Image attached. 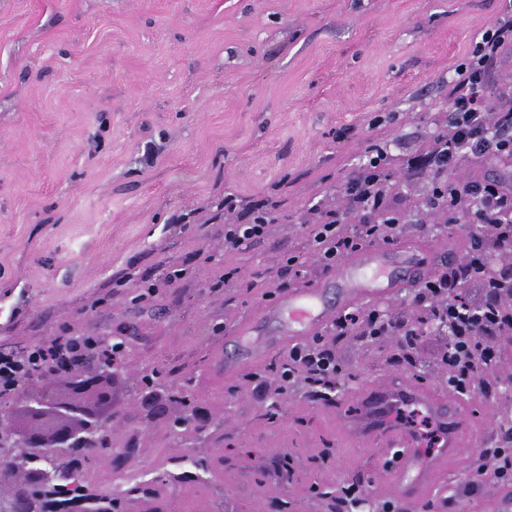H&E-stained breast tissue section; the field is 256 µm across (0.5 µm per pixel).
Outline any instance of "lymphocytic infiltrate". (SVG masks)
Wrapping results in <instances>:
<instances>
[{
  "mask_svg": "<svg viewBox=\"0 0 512 512\" xmlns=\"http://www.w3.org/2000/svg\"><path fill=\"white\" fill-rule=\"evenodd\" d=\"M509 47L512 0H507L494 26L475 42L468 61L455 68L448 83L443 129L430 138L421 166L408 168L410 174L421 176L428 184V210L452 220L465 219L474 228L463 257L467 277H460L456 267H443L414 295L424 306H435L448 330V385L461 394L481 386L483 375L494 369V338L512 335V314L490 307L494 282L482 271L487 252L512 254V187L490 181H453L447 172L468 155L512 159V107L497 110L488 100L492 67ZM369 151V160L352 172L344 188L346 209L359 215V222L345 223L337 213L327 211L308 227L313 252L324 268L335 267L344 257L367 246L393 243L402 234L405 217L390 205L394 185L385 167L386 153L377 144ZM272 210V203H262L250 209L244 222L225 225V250L236 251L263 241ZM358 324L370 338L397 336L410 347L427 334L425 326L405 323L393 315L379 319L373 309L344 310L332 321L327 334L318 333L312 340L289 346L279 366L281 391L296 387L320 393L329 390L343 369L324 337L347 335ZM88 346L82 336L68 332L31 347L29 354L40 370L48 371L69 366ZM480 458L482 463L476 478L467 483V492H475L479 476L487 474L500 484L512 485L511 445L484 449Z\"/></svg>",
  "mask_w": 512,
  "mask_h": 512,
  "instance_id": "lymphocytic-infiltrate-1",
  "label": "lymphocytic infiltrate"
}]
</instances>
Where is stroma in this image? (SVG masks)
Segmentation results:
<instances>
[{
	"mask_svg": "<svg viewBox=\"0 0 512 512\" xmlns=\"http://www.w3.org/2000/svg\"><path fill=\"white\" fill-rule=\"evenodd\" d=\"M501 0H0V348L67 331L121 342L112 383V445L94 456L96 491L123 494V512H335L329 494L359 485L397 512H512L493 478L468 504L458 494L474 456L449 463L421 497L378 478L393 454L354 442L357 392L401 379L448 393L445 340L404 351L392 336L338 337L345 376L332 402L278 385L282 350L255 370H214L225 336L279 296L280 260L306 263L291 285L331 277L311 254L312 208L343 209V186L381 142L407 216L406 237L426 240L437 216L406 181L403 155L425 149L448 101V80L492 26ZM449 179L512 186V161L466 157ZM232 190L237 208H224ZM275 201L265 240L228 252L224 227ZM184 276L139 301L127 272ZM231 273L230 285L221 275ZM490 390L462 395L476 446L496 442L512 339L496 341ZM188 382L209 418L150 401L145 369ZM276 407L277 418L265 411ZM158 499L132 486L155 478Z\"/></svg>",
	"mask_w": 512,
	"mask_h": 512,
	"instance_id": "obj_1",
	"label": "stroma"
}]
</instances>
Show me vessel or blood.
<instances>
[{
	"mask_svg": "<svg viewBox=\"0 0 512 512\" xmlns=\"http://www.w3.org/2000/svg\"><path fill=\"white\" fill-rule=\"evenodd\" d=\"M457 256L456 249L441 240L426 246L403 243L392 247L368 246L337 265L335 282L341 292L336 302L326 301L328 285L324 282L313 288L290 289L288 294L267 303L258 319L246 321L235 335L225 338L215 355V364L227 374L258 364L270 350L316 333L351 303L391 296L414 287ZM264 320L282 321L280 335H260V323ZM358 398L362 413L347 422V434L359 442L377 439L383 447L399 449L397 460L380 475L396 494L422 495L434 485L448 462L464 458L462 445L470 418L453 397L406 381L399 385L366 387ZM402 405L421 406L441 427L442 440L434 455L427 457L420 453L418 436L395 423L394 410Z\"/></svg>",
	"mask_w": 512,
	"mask_h": 512,
	"instance_id": "vessel-or-blood-1",
	"label": "vessel or blood"
}]
</instances>
